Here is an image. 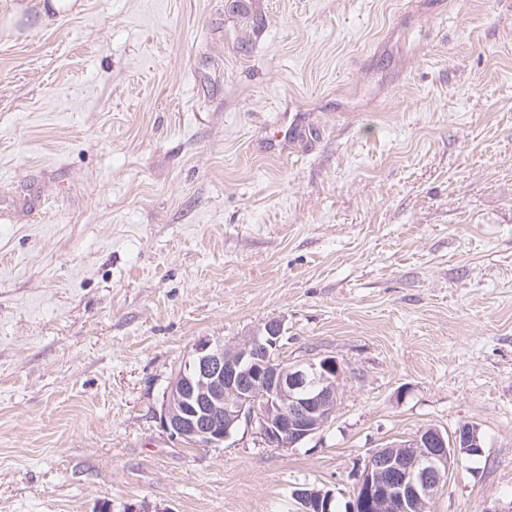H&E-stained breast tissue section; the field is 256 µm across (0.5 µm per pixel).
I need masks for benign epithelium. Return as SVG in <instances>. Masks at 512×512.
I'll return each mask as SVG.
<instances>
[{
	"instance_id": "benign-epithelium-1",
	"label": "benign epithelium",
	"mask_w": 512,
	"mask_h": 512,
	"mask_svg": "<svg viewBox=\"0 0 512 512\" xmlns=\"http://www.w3.org/2000/svg\"><path fill=\"white\" fill-rule=\"evenodd\" d=\"M277 320L261 333L224 343L204 339L170 385L159 420L171 438L194 447L219 448L241 426L269 448H294L335 415L340 367L336 360L283 362ZM479 430L468 423L452 435L434 427L370 454L357 475L348 512H433L445 478L464 455L482 452ZM301 512H329L330 490L295 491Z\"/></svg>"
}]
</instances>
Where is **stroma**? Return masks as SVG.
I'll list each match as a JSON object with an SVG mask.
<instances>
[{
    "label": "stroma",
    "mask_w": 512,
    "mask_h": 512,
    "mask_svg": "<svg viewBox=\"0 0 512 512\" xmlns=\"http://www.w3.org/2000/svg\"><path fill=\"white\" fill-rule=\"evenodd\" d=\"M80 2L0 0V512L342 506L465 423L434 512H512V0ZM270 320L339 364L332 419L172 439L196 344ZM77 5L76 0H49L48 3L42 4L40 7L38 23L40 25L58 23ZM294 496L301 505V512H329V508L330 512H340L337 503L333 502L335 495L331 490L301 487Z\"/></svg>",
    "instance_id": "stroma-1"
}]
</instances>
